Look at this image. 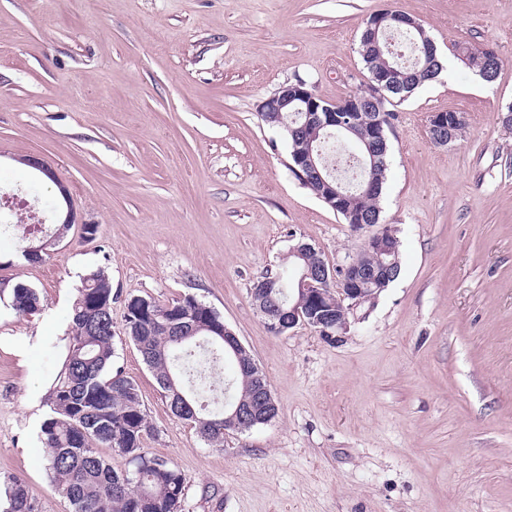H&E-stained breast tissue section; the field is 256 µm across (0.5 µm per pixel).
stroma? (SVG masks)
<instances>
[{"label": "stroma", "instance_id": "obj_1", "mask_svg": "<svg viewBox=\"0 0 512 512\" xmlns=\"http://www.w3.org/2000/svg\"><path fill=\"white\" fill-rule=\"evenodd\" d=\"M391 8L447 59L398 103L381 219L402 271L337 339L277 335L253 308L260 276L309 242L339 269L353 231L289 168L259 103L303 81L337 102L363 86L359 38ZM493 50L495 82L453 55ZM512 0H0V280L42 300L20 317L0 298V475L36 512H70L46 470L41 426L88 275L112 280L113 371L136 381L144 445L188 478L182 512H512ZM458 112L433 145L427 117ZM37 156L46 178L25 166ZM66 186L76 222L24 260L28 205L49 223ZM96 224L93 238L82 223ZM213 307L270 382V423L207 445L176 418L126 335L136 296ZM449 113H453L450 115ZM461 118L459 129L464 128V118ZM455 112H432L427 117V128L433 136V144L446 146L456 141L458 137V123L460 118Z\"/></svg>", "mask_w": 512, "mask_h": 512}]
</instances>
